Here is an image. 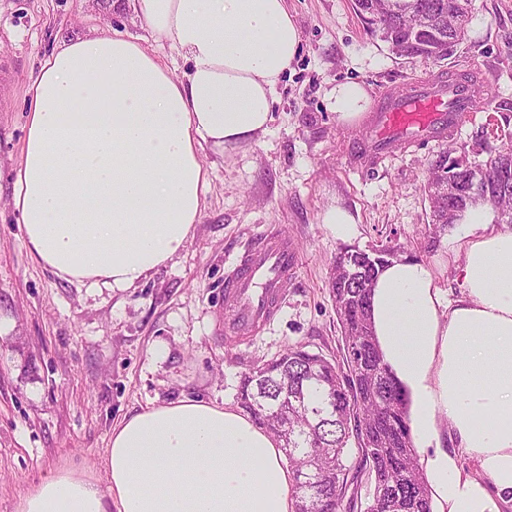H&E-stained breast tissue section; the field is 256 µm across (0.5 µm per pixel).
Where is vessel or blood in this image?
<instances>
[{
	"label": "vessel or blood",
	"instance_id": "obj_1",
	"mask_svg": "<svg viewBox=\"0 0 512 512\" xmlns=\"http://www.w3.org/2000/svg\"><path fill=\"white\" fill-rule=\"evenodd\" d=\"M482 109L472 82L442 86L419 81L372 112L359 148L379 154L406 144L454 133ZM299 267V248L282 231L261 234L240 256L224 281V336L240 344L258 336L276 316L286 284Z\"/></svg>",
	"mask_w": 512,
	"mask_h": 512
}]
</instances>
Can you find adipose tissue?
Instances as JSON below:
<instances>
[{"instance_id": "obj_1", "label": "adipose tissue", "mask_w": 512, "mask_h": 512, "mask_svg": "<svg viewBox=\"0 0 512 512\" xmlns=\"http://www.w3.org/2000/svg\"><path fill=\"white\" fill-rule=\"evenodd\" d=\"M144 36L113 30L60 43L27 94L12 204L32 256L82 284L131 288L171 262L198 223L207 147L265 134L302 46L286 0H132ZM165 44L182 75L150 49ZM340 123L368 106L355 83L329 93ZM448 245L462 287L449 298L427 262L402 256L372 283L385 363L410 397L409 424L435 512L512 502V228L470 208ZM459 441L448 451L443 432ZM493 481L465 475L460 454ZM278 442L236 409L191 397L125 417L103 478L60 467L18 512H294Z\"/></svg>"}]
</instances>
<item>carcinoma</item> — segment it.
<instances>
[{
  "label": "carcinoma",
  "instance_id": "cac0c4a2",
  "mask_svg": "<svg viewBox=\"0 0 512 512\" xmlns=\"http://www.w3.org/2000/svg\"><path fill=\"white\" fill-rule=\"evenodd\" d=\"M459 0H420L427 13L448 22ZM433 35L421 32L402 55L442 60ZM489 154L483 167L512 159V139ZM430 177L463 188L467 178L457 165L434 166ZM432 232L460 220L471 206L496 211L512 208V179L489 180L474 192L449 200L430 199ZM378 245L348 249L336 257L329 281L341 333L339 356L328 359L291 345L252 368L239 382L237 402L260 428L280 443L295 474V512H340L343 502L357 508L352 486H372L365 512H433L429 487L409 426V401L383 360L374 336L370 285L378 267Z\"/></svg>",
  "mask_w": 512,
  "mask_h": 512
}]
</instances>
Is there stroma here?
<instances>
[{
	"label": "stroma",
	"mask_w": 512,
	"mask_h": 512,
	"mask_svg": "<svg viewBox=\"0 0 512 512\" xmlns=\"http://www.w3.org/2000/svg\"><path fill=\"white\" fill-rule=\"evenodd\" d=\"M302 49L278 87L258 141L206 149L202 216L179 257L132 288L67 281L39 264L11 207L27 118L26 92L60 40L95 30L144 29L123 0H0V512L61 465L104 475L112 429L125 416L189 396L235 405L248 363L301 345L332 357L340 330L328 283L340 247L403 246L434 265L450 297L460 284L448 260L449 227L429 245V168L446 149L486 161L476 140L512 134V0H474L469 38L442 61L400 57L372 36L352 0H287ZM486 77L483 110L444 140L387 155L377 167L346 166L362 124L338 123L327 93L360 84L370 105L412 82L473 67ZM356 219L353 237L322 222L333 206ZM266 231L301 251L273 321L257 337L224 341V279Z\"/></svg>",
	"instance_id": "35a3bbf8"
}]
</instances>
